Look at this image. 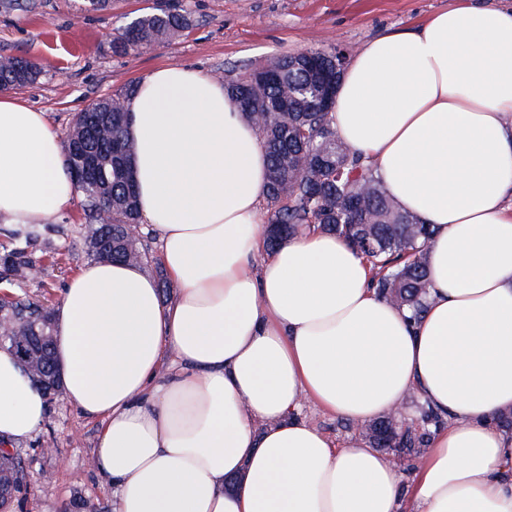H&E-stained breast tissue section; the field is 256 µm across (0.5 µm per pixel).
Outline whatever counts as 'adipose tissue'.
Masks as SVG:
<instances>
[{
    "instance_id": "ef3b65f1",
    "label": "adipose tissue",
    "mask_w": 512,
    "mask_h": 512,
    "mask_svg": "<svg viewBox=\"0 0 512 512\" xmlns=\"http://www.w3.org/2000/svg\"><path fill=\"white\" fill-rule=\"evenodd\" d=\"M141 218L177 288L93 262L55 310L66 402L102 428L93 467L114 512H512V5L471 0L374 38L343 70L337 137L389 197L435 229L419 321L376 294L342 238L264 245L258 131L211 73L145 74L127 104ZM74 182L45 113L0 93V221L44 224ZM446 420L411 471L300 418L360 425L410 393ZM48 402L0 348V440Z\"/></svg>"
}]
</instances>
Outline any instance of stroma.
Listing matches in <instances>:
<instances>
[{
	"instance_id": "1",
	"label": "stroma",
	"mask_w": 512,
	"mask_h": 512,
	"mask_svg": "<svg viewBox=\"0 0 512 512\" xmlns=\"http://www.w3.org/2000/svg\"><path fill=\"white\" fill-rule=\"evenodd\" d=\"M157 2L112 0L111 10L95 12L81 9L78 0H41L33 13H0V59H30L45 69L37 82L16 88V95L45 112L62 135L74 113L154 68L186 65L219 78L242 77L286 54L332 46L352 54L369 39L418 26L454 0H173L190 12L189 30L151 51L113 56L110 33ZM82 203V196H74L55 217L50 237L61 249L59 262L46 270L44 286L29 288L53 306L88 261ZM100 428V421L66 401L50 403L37 437L21 445L29 459L21 512H63L76 498L96 508L111 505L112 491L91 464ZM46 439L53 440V450L39 453L37 446Z\"/></svg>"
}]
</instances>
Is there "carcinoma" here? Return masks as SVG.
Masks as SVG:
<instances>
[{"label": "carcinoma", "mask_w": 512, "mask_h": 512, "mask_svg": "<svg viewBox=\"0 0 512 512\" xmlns=\"http://www.w3.org/2000/svg\"><path fill=\"white\" fill-rule=\"evenodd\" d=\"M36 0H0V10L32 12ZM191 26L190 14L178 9H154L116 30L109 40L112 54L151 48L180 35ZM336 48L300 52L279 57L266 71L245 77H226L228 89L240 100L242 112L262 137L269 161L266 193L268 252L302 229L343 238L372 272L371 284L389 302L407 307L417 319L428 298V246L431 225L400 210L388 196L373 165L336 137L329 112L319 108L324 87L318 75L330 69ZM20 66L21 75L0 69V88L37 82L43 67L27 59H8ZM135 86L112 94V101H95L69 120L66 139L68 170L96 161L87 182L75 187L83 197V219L89 231L85 254L98 260L108 251L112 259L155 266L159 287L168 296L170 282L152 255L147 237L128 233L138 224L130 160L134 143L128 136L127 102ZM33 230L12 248L0 251V347L20 354L25 350L33 365L34 382L45 396L58 387L54 362L53 317L45 303L30 296L26 287L39 280L43 267L28 250ZM421 425H404L400 414L384 415L358 427L372 448L403 464L422 456L435 432L444 426L443 416L429 405L420 406ZM22 454L0 453V507L21 504L27 490Z\"/></svg>", "instance_id": "1"}]
</instances>
